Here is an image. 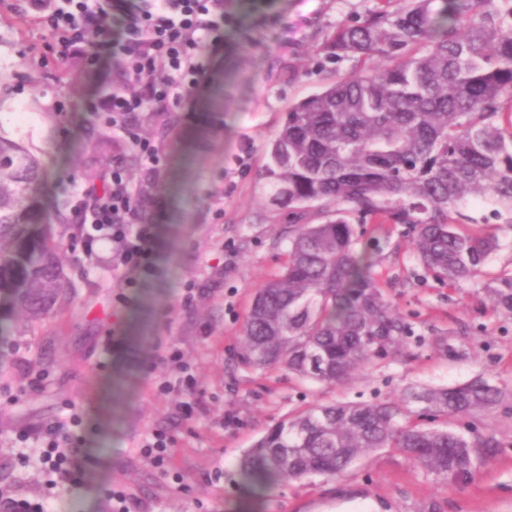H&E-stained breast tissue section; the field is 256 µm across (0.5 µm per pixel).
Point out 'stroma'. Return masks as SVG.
<instances>
[{"label": "stroma", "instance_id": "stroma-1", "mask_svg": "<svg viewBox=\"0 0 512 512\" xmlns=\"http://www.w3.org/2000/svg\"><path fill=\"white\" fill-rule=\"evenodd\" d=\"M374 0H231L236 17L208 57L189 105L138 113L133 126L167 156L149 179L123 134L85 121L76 105L111 87L120 61L88 68L81 51L58 64L31 0H0V134L40 155L49 194L76 200L123 163L136 202L156 226L152 274L118 304L121 281L109 244L87 255L81 238L60 233L72 298L46 321L12 317L0 337V494L44 501L48 512H112L108 486L133 512H512V314L485 287L451 288L427 276L402 227L371 224L382 241L375 271L414 327L399 350L336 385L297 379L285 367L242 368L243 326L257 291L283 269L288 216L272 205L259 172L267 140L289 107L352 64L322 65L317 52L337 22ZM94 133L74 155L73 143ZM464 214L499 241L488 271L512 270V215L468 199ZM180 350L196 379L193 394H159L168 351ZM484 376L502 392L492 407L456 419L455 429L492 434L498 446L468 477L441 480L384 448L340 480L314 479L257 490L238 461L268 429L313 403L409 398ZM194 405L191 417L179 407ZM85 407L94 428L84 448L82 486L51 488L38 449L17 436ZM154 430L174 435L166 469L139 454Z\"/></svg>", "mask_w": 512, "mask_h": 512}]
</instances>
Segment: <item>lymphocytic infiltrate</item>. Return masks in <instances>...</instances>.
<instances>
[{"label": "lymphocytic infiltrate", "mask_w": 512, "mask_h": 512, "mask_svg": "<svg viewBox=\"0 0 512 512\" xmlns=\"http://www.w3.org/2000/svg\"><path fill=\"white\" fill-rule=\"evenodd\" d=\"M53 8L47 24L67 61L71 50L83 46L90 60H97L100 47L124 56L122 83L111 94L87 101L89 116L107 114L113 129L131 133L132 120L148 107L167 108L197 88L206 65L208 48L224 40V25L231 16L229 0H32L35 8L45 2ZM106 190L91 187L81 207L83 220L110 243L117 265L125 271L124 284L151 270L155 250V227L139 215L134 194L122 165H113L103 177ZM55 420L34 434L40 463L57 474L68 487L81 484L84 460L78 453V438L69 427L79 424Z\"/></svg>", "instance_id": "1"}]
</instances>
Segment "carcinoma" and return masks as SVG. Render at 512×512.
Instances as JSON below:
<instances>
[{"mask_svg": "<svg viewBox=\"0 0 512 512\" xmlns=\"http://www.w3.org/2000/svg\"><path fill=\"white\" fill-rule=\"evenodd\" d=\"M320 52L352 69L292 105L267 142L261 178L292 229L282 273L247 317L240 361L336 384L413 331L381 287L374 253L360 247V225L403 226L419 264L451 286L478 284L498 248L460 207L484 196L512 214V0H375L340 20ZM46 185L40 159L0 135V301L30 322L67 299L56 237L70 217ZM496 283L497 306L512 313V271ZM499 397L478 378L420 402L422 414L448 419ZM495 447L489 435L420 426L403 400L317 403L269 430L239 468L255 487L336 480L396 448L459 478Z\"/></svg>", "mask_w": 512, "mask_h": 512, "instance_id": "carcinoma-1", "label": "carcinoma"}]
</instances>
